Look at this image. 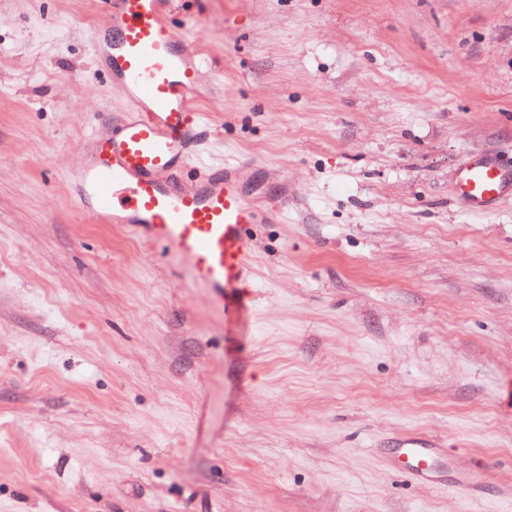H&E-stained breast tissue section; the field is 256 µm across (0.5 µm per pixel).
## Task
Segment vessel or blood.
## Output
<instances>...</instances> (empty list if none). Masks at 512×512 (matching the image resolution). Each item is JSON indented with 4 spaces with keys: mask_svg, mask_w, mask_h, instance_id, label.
<instances>
[{
    "mask_svg": "<svg viewBox=\"0 0 512 512\" xmlns=\"http://www.w3.org/2000/svg\"><path fill=\"white\" fill-rule=\"evenodd\" d=\"M110 20L96 52L113 85L124 90L133 111L113 114L109 133L95 136L96 151L76 176L79 206L116 224L131 225L187 264L190 281L210 289L224 313L240 309L251 278L252 225L268 211L248 196L236 165L199 161L208 126L193 88L206 57L191 52L188 36L170 24L174 0H108ZM199 162L189 180L181 173ZM512 195V170L491 153L469 159L458 171L456 197L470 212L495 209ZM421 484L445 477V454L428 437L403 435L385 450ZM459 489L512 500V486H488L481 471L459 475Z\"/></svg>",
    "mask_w": 512,
    "mask_h": 512,
    "instance_id": "vessel-or-blood-1",
    "label": "vessel or blood"
}]
</instances>
